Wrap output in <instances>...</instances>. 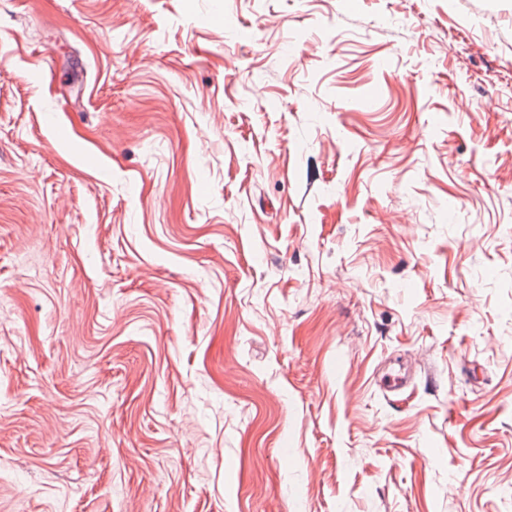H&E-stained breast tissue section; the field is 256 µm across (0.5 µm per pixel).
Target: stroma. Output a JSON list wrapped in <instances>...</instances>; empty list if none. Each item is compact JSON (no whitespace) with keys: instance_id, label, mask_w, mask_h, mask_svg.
Returning a JSON list of instances; mask_svg holds the SVG:
<instances>
[{"instance_id":"stroma-1","label":"stroma","mask_w":512,"mask_h":512,"mask_svg":"<svg viewBox=\"0 0 512 512\" xmlns=\"http://www.w3.org/2000/svg\"><path fill=\"white\" fill-rule=\"evenodd\" d=\"M0 512H512V0H0Z\"/></svg>"}]
</instances>
